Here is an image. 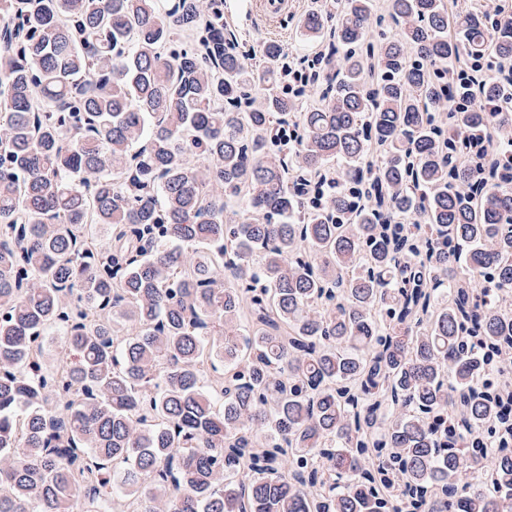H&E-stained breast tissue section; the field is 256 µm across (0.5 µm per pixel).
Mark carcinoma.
I'll return each mask as SVG.
<instances>
[{"instance_id": "obj_1", "label": "carcinoma", "mask_w": 512, "mask_h": 512, "mask_svg": "<svg viewBox=\"0 0 512 512\" xmlns=\"http://www.w3.org/2000/svg\"><path fill=\"white\" fill-rule=\"evenodd\" d=\"M387 8L305 107L222 0H0V512H512V21ZM372 25L370 31L376 38L394 37L399 27L395 25L387 12V0H372Z\"/></svg>"}]
</instances>
